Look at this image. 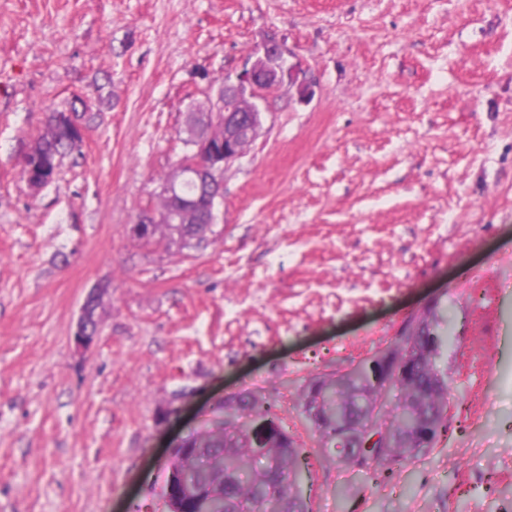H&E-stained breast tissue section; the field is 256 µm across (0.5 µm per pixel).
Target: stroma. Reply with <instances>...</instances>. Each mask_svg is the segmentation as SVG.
<instances>
[{
  "label": "stroma",
  "instance_id": "stroma-1",
  "mask_svg": "<svg viewBox=\"0 0 512 512\" xmlns=\"http://www.w3.org/2000/svg\"><path fill=\"white\" fill-rule=\"evenodd\" d=\"M270 38L309 92L266 93L207 244L134 239L187 112ZM58 112L82 141L33 192ZM432 301L447 432L392 473L316 462L305 380ZM245 392L300 434L312 512H512V0H0V512H167L170 447ZM102 286H95L92 291L88 293V298L85 299L81 306L80 315L77 322V330L75 333V341L79 348L87 349L90 347L94 340V335L97 329V312L93 310L92 305L89 304L91 297L95 296L97 290Z\"/></svg>",
  "mask_w": 512,
  "mask_h": 512
}]
</instances>
